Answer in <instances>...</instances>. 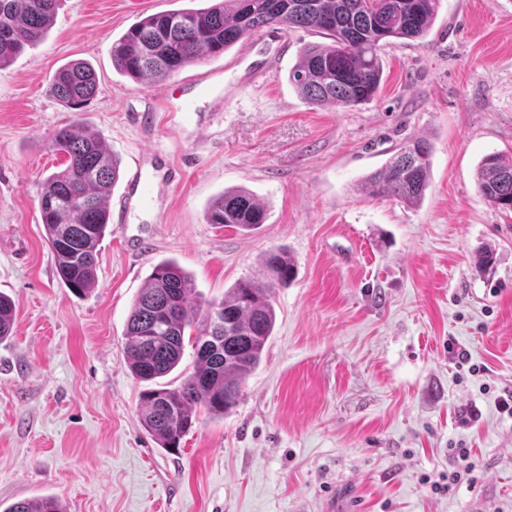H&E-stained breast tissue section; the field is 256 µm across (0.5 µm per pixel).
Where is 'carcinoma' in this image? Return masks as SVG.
Instances as JSON below:
<instances>
[{
    "instance_id": "cac0c4a2",
    "label": "carcinoma",
    "mask_w": 512,
    "mask_h": 512,
    "mask_svg": "<svg viewBox=\"0 0 512 512\" xmlns=\"http://www.w3.org/2000/svg\"><path fill=\"white\" fill-rule=\"evenodd\" d=\"M206 8L148 15L112 42V65L140 82L159 83L182 68L221 56L234 43L264 28L315 31L327 41L302 47L288 80L316 106L346 109L373 100L383 73L382 51L394 39L424 38L441 0H210ZM60 0H0V69L25 49L36 47L53 24ZM97 92L95 71L85 62L61 67L49 87L59 101L77 109ZM51 146L65 155L62 169L39 184L38 200L46 238L60 279L71 291L87 293L97 283L98 246L109 222L108 200L118 164L100 134L77 124L58 129ZM431 145L411 141L381 168L368 174L361 190L406 206L422 201L430 175ZM477 186L498 210H512V157H483ZM266 220L261 202L245 190L226 191L208 207L206 221L251 231ZM266 285L241 280L220 300L200 301L192 278L172 260L154 266L140 289L125 329V363L135 378L156 386L141 393L142 427L162 448H176L197 412L222 416L233 408L246 378L261 362L275 326V288L288 284L293 262L269 250ZM224 313V329L209 319ZM13 301L0 295V339L11 335ZM195 351L194 371L179 386L159 379L183 360L186 344ZM210 353L202 354L204 346ZM5 512H65L45 496L12 504Z\"/></svg>"
}]
</instances>
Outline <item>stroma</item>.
<instances>
[{
  "label": "stroma",
  "mask_w": 512,
  "mask_h": 512,
  "mask_svg": "<svg viewBox=\"0 0 512 512\" xmlns=\"http://www.w3.org/2000/svg\"><path fill=\"white\" fill-rule=\"evenodd\" d=\"M205 4L61 0L41 43L0 69V293L16 310L0 341V512L45 495L65 512H512V417L495 403L512 392V212L476 184L485 155H512V0H441L423 39L385 48L374 99L351 109L311 105L289 82L322 39L303 29L156 84L113 68V40L141 18ZM72 60L98 80L78 111L48 92ZM75 122L120 163L84 295L58 276L37 200L63 163L51 139ZM417 139L432 146L420 205L361 191ZM137 168L162 188L125 212ZM236 187L266 209L249 233L206 221ZM272 249L295 276L237 405L159 447L123 354L140 289L171 259L218 299L265 283ZM473 404L480 422L462 425ZM455 446L472 478L432 493L421 477L451 470Z\"/></svg>",
  "instance_id": "stroma-1"
}]
</instances>
